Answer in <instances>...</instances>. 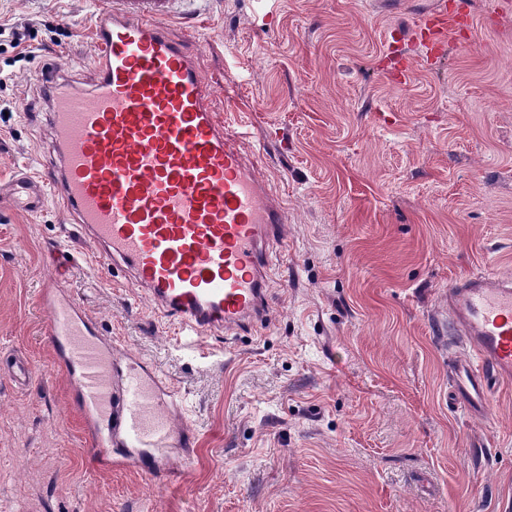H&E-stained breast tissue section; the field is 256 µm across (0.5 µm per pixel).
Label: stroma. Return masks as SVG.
Returning a JSON list of instances; mask_svg holds the SVG:
<instances>
[{"instance_id": "1", "label": "stroma", "mask_w": 512, "mask_h": 512, "mask_svg": "<svg viewBox=\"0 0 512 512\" xmlns=\"http://www.w3.org/2000/svg\"><path fill=\"white\" fill-rule=\"evenodd\" d=\"M98 2L0 0V353L33 367L23 389L0 377V512H505L512 382L482 416L451 405L445 308L454 280L512 273V0H472L429 56L414 0H199L171 22L287 217L264 322L193 339L97 266L57 199L32 214L7 193L52 151L46 103L19 91L56 66L94 80ZM54 264L182 393L181 479L98 465L46 335Z\"/></svg>"}]
</instances>
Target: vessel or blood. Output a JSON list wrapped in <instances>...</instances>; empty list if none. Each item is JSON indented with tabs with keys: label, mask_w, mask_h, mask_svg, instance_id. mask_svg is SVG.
<instances>
[{
	"label": "vessel or blood",
	"mask_w": 512,
	"mask_h": 512,
	"mask_svg": "<svg viewBox=\"0 0 512 512\" xmlns=\"http://www.w3.org/2000/svg\"><path fill=\"white\" fill-rule=\"evenodd\" d=\"M182 0H112L95 24L103 63L90 87L52 69L55 145L37 175L8 190L25 211L62 198L99 262L124 270L182 335L245 329L268 309L267 248L284 236L282 200L224 126L198 51L172 36ZM458 12L419 11L425 52L441 51ZM59 370L105 465L180 477L195 437L176 418L179 391L97 332L54 279L40 295ZM448 319L467 353L453 359L455 406L483 412L493 385L512 381V276L471 274L448 287Z\"/></svg>",
	"instance_id": "vessel-or-blood-1"
}]
</instances>
